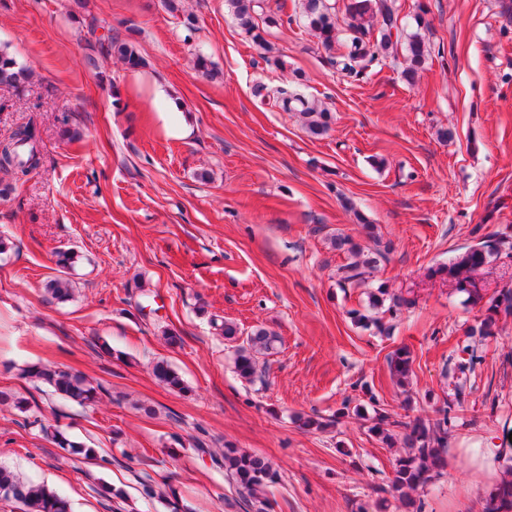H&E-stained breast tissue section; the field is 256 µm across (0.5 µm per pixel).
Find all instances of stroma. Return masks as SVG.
Instances as JSON below:
<instances>
[{
  "label": "stroma",
  "instance_id": "1",
  "mask_svg": "<svg viewBox=\"0 0 512 512\" xmlns=\"http://www.w3.org/2000/svg\"><path fill=\"white\" fill-rule=\"evenodd\" d=\"M423 2L430 54L410 84L399 56L344 77L296 24L267 36L284 68L259 63L224 0H186L192 31L161 0H0V49L31 69L23 95L0 87V138L35 122L43 153L0 196L12 244L0 254V467L73 512H251L214 462L229 442L277 469L274 512H482L512 465V315L495 335H469L484 307L436 269L474 227L512 224V17L501 0ZM92 16L135 44L142 69L87 45ZM199 54L217 78L198 76ZM260 87L325 102L331 131L309 137L297 114L262 104ZM176 111L191 133L172 132ZM66 125L78 140L62 137ZM358 212L393 250L368 287L344 288L331 240L371 247ZM68 249L80 259L61 303L44 284ZM380 287L408 305L370 308ZM227 322L280 338L252 380L234 369ZM468 345L481 360L458 399L448 365ZM402 348L405 391L389 368ZM162 360L184 390L155 379ZM44 364L101 384L98 400L53 393L29 372ZM451 400L448 467L404 507L390 490L400 425ZM346 401L362 416L341 415ZM379 412L400 422L392 443L371 431ZM307 416L326 429L304 428ZM54 429L95 460L65 454ZM481 448L498 454L476 460Z\"/></svg>",
  "mask_w": 512,
  "mask_h": 512
}]
</instances>
